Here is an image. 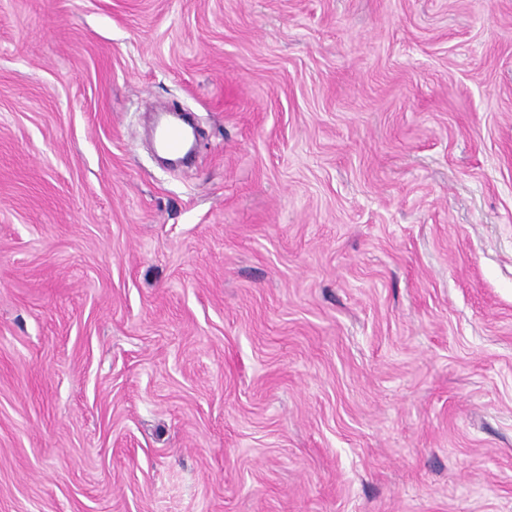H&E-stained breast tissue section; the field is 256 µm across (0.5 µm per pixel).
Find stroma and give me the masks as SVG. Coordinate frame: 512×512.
<instances>
[{
    "label": "stroma",
    "mask_w": 512,
    "mask_h": 512,
    "mask_svg": "<svg viewBox=\"0 0 512 512\" xmlns=\"http://www.w3.org/2000/svg\"><path fill=\"white\" fill-rule=\"evenodd\" d=\"M0 512H512V0H0ZM157 140L162 151L169 156L178 157L185 152L187 135L179 124L169 123L162 127Z\"/></svg>",
    "instance_id": "obj_1"
}]
</instances>
